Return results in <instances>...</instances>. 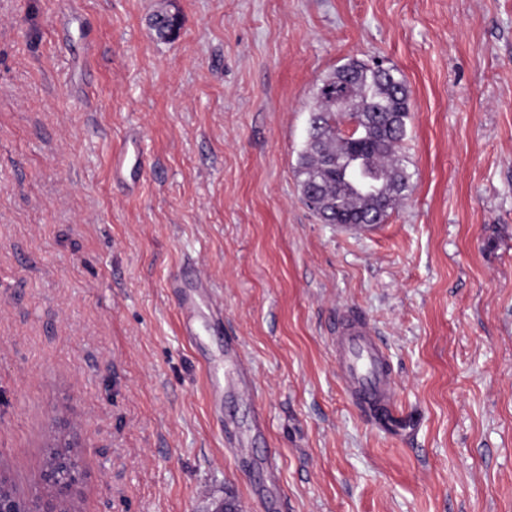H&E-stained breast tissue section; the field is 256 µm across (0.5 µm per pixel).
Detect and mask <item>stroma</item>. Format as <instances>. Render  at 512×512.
I'll use <instances>...</instances> for the list:
<instances>
[{"label":"stroma","mask_w":512,"mask_h":512,"mask_svg":"<svg viewBox=\"0 0 512 512\" xmlns=\"http://www.w3.org/2000/svg\"><path fill=\"white\" fill-rule=\"evenodd\" d=\"M353 57L411 102L410 187L366 232L321 223L295 176ZM193 270L217 306L191 341L169 281ZM347 309L403 427L343 392ZM231 338L253 396L211 389ZM60 415L76 512H512V0H0V468L21 489ZM149 27L160 39L170 38L177 29V19L168 12H155L149 18ZM53 434L49 443L56 444L53 448H82L73 425L65 419L54 424Z\"/></svg>","instance_id":"stroma-1"}]
</instances>
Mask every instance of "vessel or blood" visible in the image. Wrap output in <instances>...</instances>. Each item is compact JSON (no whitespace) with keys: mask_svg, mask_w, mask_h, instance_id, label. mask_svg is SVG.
Returning a JSON list of instances; mask_svg holds the SVG:
<instances>
[{"mask_svg":"<svg viewBox=\"0 0 512 512\" xmlns=\"http://www.w3.org/2000/svg\"><path fill=\"white\" fill-rule=\"evenodd\" d=\"M179 298L184 335L194 336L202 303L210 301L204 276L178 277L172 283ZM343 388L353 405L371 419L395 414L397 394L390 361L373 328L360 315L340 313L332 339Z\"/></svg>","mask_w":512,"mask_h":512,"instance_id":"b4317fda","label":"vessel or blood"}]
</instances>
